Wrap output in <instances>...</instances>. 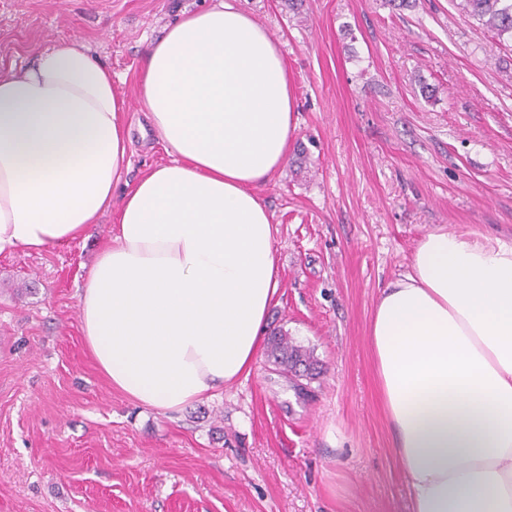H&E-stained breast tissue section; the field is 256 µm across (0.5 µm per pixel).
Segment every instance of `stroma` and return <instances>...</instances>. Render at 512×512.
Instances as JSON below:
<instances>
[{"label": "stroma", "mask_w": 512, "mask_h": 512, "mask_svg": "<svg viewBox=\"0 0 512 512\" xmlns=\"http://www.w3.org/2000/svg\"><path fill=\"white\" fill-rule=\"evenodd\" d=\"M458 0H241L278 43L296 129L259 194L277 228L269 331L314 378L260 352L248 376L177 414L112 389L78 293L110 243L0 255V512H410L370 323L419 239H512V46ZM211 0H0V72L81 40L124 81L130 166L113 204L169 157L138 82L149 42ZM269 357L275 366L282 367L284 371L294 372L295 374H297V371H294V366L303 362L308 363V368L300 376L316 375L317 362L310 353H307L301 347L290 344L285 333L276 332L271 336Z\"/></svg>", "instance_id": "35a3bbf8"}]
</instances>
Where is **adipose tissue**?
<instances>
[{"label": "adipose tissue", "mask_w": 512, "mask_h": 512, "mask_svg": "<svg viewBox=\"0 0 512 512\" xmlns=\"http://www.w3.org/2000/svg\"><path fill=\"white\" fill-rule=\"evenodd\" d=\"M139 96L170 155L126 192L78 297L113 389L179 413L249 375L280 291L257 193L295 130L277 43L239 0L183 12ZM80 41L0 72V254L83 237L112 207L131 135ZM371 344L411 512H512V241L444 228L383 288Z\"/></svg>", "instance_id": "obj_1"}]
</instances>
